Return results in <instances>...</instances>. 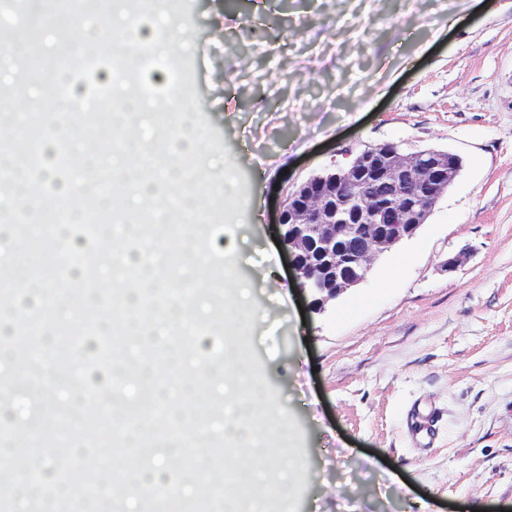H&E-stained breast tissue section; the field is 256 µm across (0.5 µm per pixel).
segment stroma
<instances>
[{
	"mask_svg": "<svg viewBox=\"0 0 512 512\" xmlns=\"http://www.w3.org/2000/svg\"><path fill=\"white\" fill-rule=\"evenodd\" d=\"M184 92L240 179L216 219L279 282L240 332L290 420L293 512H512V0H178ZM38 0L0 41L76 42ZM46 29H38L41 17ZM452 150L426 224L323 314L274 238L293 185L371 145Z\"/></svg>",
	"mask_w": 512,
	"mask_h": 512,
	"instance_id": "obj_1",
	"label": "stroma"
}]
</instances>
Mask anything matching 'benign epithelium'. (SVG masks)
Instances as JSON below:
<instances>
[{
  "label": "benign epithelium",
  "mask_w": 512,
  "mask_h": 512,
  "mask_svg": "<svg viewBox=\"0 0 512 512\" xmlns=\"http://www.w3.org/2000/svg\"><path fill=\"white\" fill-rule=\"evenodd\" d=\"M460 167V158L449 151L405 154L383 143L295 186L277 224L309 309L325 312L329 302L364 281L379 255L412 238ZM367 182L379 189L355 197L345 192ZM362 224L372 232L360 235Z\"/></svg>",
  "instance_id": "7a95c632"
}]
</instances>
